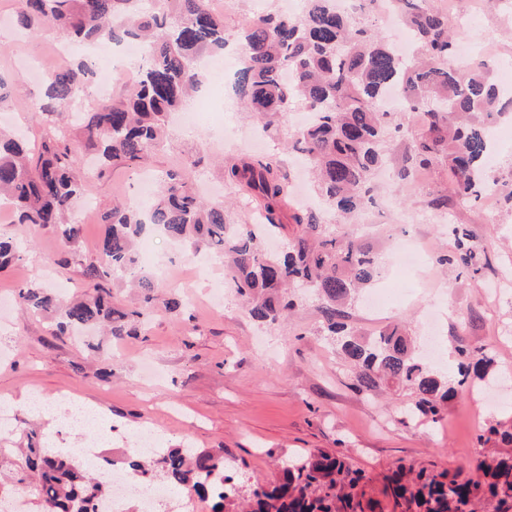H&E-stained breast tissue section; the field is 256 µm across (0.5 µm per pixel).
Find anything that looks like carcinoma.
Wrapping results in <instances>:
<instances>
[{
    "label": "carcinoma",
    "instance_id": "obj_1",
    "mask_svg": "<svg viewBox=\"0 0 512 512\" xmlns=\"http://www.w3.org/2000/svg\"><path fill=\"white\" fill-rule=\"evenodd\" d=\"M411 28L416 49L403 61L391 47L334 0H305L301 15H260L238 30L244 61L235 92L270 130L281 114L305 108L312 120L291 135L292 150L303 155L318 181L321 204L288 212V182L283 161L273 155L224 167V181L246 189L264 212L261 225L283 230L295 224L291 246L280 254L266 251L249 224L230 222L224 205L207 204L182 170L156 176L157 192L147 202L126 201L100 215L106 225L99 258L82 262L72 249L79 235L74 207L83 192V158L90 172L132 165L162 147L172 115L202 88V61L227 47L224 14L210 0H20L18 26L36 37H60L97 46L135 40L147 56L140 81L118 98L100 97L88 110L74 108L91 88V64L79 58L48 72L43 92L30 103L43 136L32 146L23 135L0 129V201L14 209V223L51 227L69 247L63 262L80 265L81 297L68 300L50 288L29 282L17 289L20 306L35 315L57 316L56 336H74L104 324L114 338L136 330L144 310L163 304L181 307L155 291L157 278L141 268L136 245L150 229L194 250L224 259L231 287L244 298L256 322L276 323L302 303L297 287L318 302L323 331L353 364L354 386L370 392L384 387L413 395L402 422L436 423L442 409L468 379L485 380L494 359L464 343L455 347V365L436 371L415 354L410 337L397 327L365 335L345 323L357 290L379 273L374 248L344 239L336 225L351 224L375 202L374 173L386 158L388 140L403 134L399 113L381 111L378 101L389 88L406 90V110L422 116V129L410 138L395 181H409L415 171L440 160L456 191L479 199L497 181H489V120L512 112L481 58L465 70L448 68L454 43L448 15L427 0H391ZM80 114L83 144L75 148L71 123L59 117ZM453 250L438 263L474 277L480 273L473 234L454 227ZM21 259L13 237L0 236V268ZM128 276L142 290L141 305L118 308L106 284ZM486 442L512 445V424L488 429ZM125 463L140 475L167 484L210 506L211 512H372L364 501L366 475L345 459L319 451L298 456L270 480L248 482L229 471L224 449L168 448L147 460L133 452ZM479 477L460 478L446 470L400 464L387 477L385 493L400 512H477L489 499L495 512H512V454L485 456ZM0 482V500L25 486L34 494L36 512H99L111 496L108 481L90 473L67 452L28 437L21 462Z\"/></svg>",
    "mask_w": 512,
    "mask_h": 512
}]
</instances>
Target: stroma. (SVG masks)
<instances>
[{"label":"stroma","instance_id":"stroma-1","mask_svg":"<svg viewBox=\"0 0 512 512\" xmlns=\"http://www.w3.org/2000/svg\"><path fill=\"white\" fill-rule=\"evenodd\" d=\"M17 8L16 0H0V74L10 93L0 108V127H23L36 143L42 130L26 107L41 88L27 64L58 68L62 62L56 40L20 38L13 26ZM489 26L498 31L495 51L512 59V6L482 9L477 22L455 39L478 40ZM242 66L234 52L226 56L223 74L207 72L206 87L194 100L203 119L189 129L173 127L169 147L140 166H120L86 181L78 208L80 262L98 257L104 227L96 213L137 196L140 176L174 167L191 182L203 180L215 188L236 222L248 221L245 199L224 182V161L287 155V135L299 115L285 113L276 129L254 138L256 122L233 89ZM493 139L488 169L498 186L492 199L459 198L443 164L396 186L393 172L406 147L398 141L377 176L376 209L338 233L375 247L382 271L373 286L387 299L379 314L356 301L348 310L350 323L369 334L399 322L417 337L435 326L440 361L453 360L460 337L491 353L501 375L512 371V341L502 335L504 327H512V202L506 200L512 191V118L499 121ZM438 195L447 196L448 213L435 223L428 219L429 201ZM455 224L474 234L487 260L481 280L456 277L435 261L452 247ZM0 235L15 237L24 249L22 261L0 270V297H14L29 281L68 296L83 292L80 263L59 264L65 246L51 229L14 223L8 214L0 220ZM138 246L151 248L152 261L166 271L159 295L178 296L186 312L156 308L139 335L104 343L99 352L80 336L54 338V318L31 315L17 305L8 324H0V397L11 401L16 421L36 420L41 433L54 435L57 447H68L73 438L65 411L56 404L61 394L70 393L102 414L110 437L97 443V456L124 457L132 438L150 428L159 447L220 448L241 477L268 479L293 456L322 449L365 472V496L378 512H395L384 485L397 463L476 477L480 435L491 423L512 424V384L507 383L487 392L459 386L439 422L404 424L401 411L409 393L372 396L356 390L349 365L321 333L313 299L277 324L259 325L248 317L242 298L225 286L223 262L196 270L186 250L156 232L144 235ZM33 390L47 403L36 416L21 402Z\"/></svg>","mask_w":512,"mask_h":512}]
</instances>
